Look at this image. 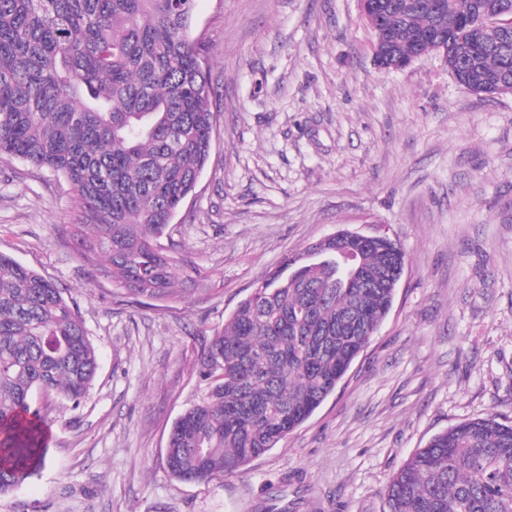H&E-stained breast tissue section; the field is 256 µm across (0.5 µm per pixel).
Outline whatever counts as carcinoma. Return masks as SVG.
Returning <instances> with one entry per match:
<instances>
[{"instance_id": "1", "label": "carcinoma", "mask_w": 512, "mask_h": 512, "mask_svg": "<svg viewBox=\"0 0 512 512\" xmlns=\"http://www.w3.org/2000/svg\"><path fill=\"white\" fill-rule=\"evenodd\" d=\"M377 38L401 57L437 52L477 94L512 93V0H378ZM194 0H0V159L64 178L78 256L134 296L175 295L160 247L210 155L215 114L192 37ZM355 288L336 266L291 256L204 347L196 402L169 432L179 480L234 472L274 448L335 390L386 318L400 245H353ZM99 358L65 290L0 253V495L47 465L33 391L73 406ZM384 512H512V424L464 420L415 450Z\"/></svg>"}]
</instances>
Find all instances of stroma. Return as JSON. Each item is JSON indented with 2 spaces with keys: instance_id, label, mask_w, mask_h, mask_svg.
I'll return each instance as SVG.
<instances>
[{
  "instance_id": "obj_1",
  "label": "stroma",
  "mask_w": 512,
  "mask_h": 512,
  "mask_svg": "<svg viewBox=\"0 0 512 512\" xmlns=\"http://www.w3.org/2000/svg\"><path fill=\"white\" fill-rule=\"evenodd\" d=\"M215 132L169 252L197 270L134 299L62 228L66 183L0 159V252L54 281L99 350L87 399L33 394L47 466L0 512H383L393 473L468 418L512 423V94L463 89L436 54L378 68L359 0H195ZM340 228L407 266L335 392L243 471L172 477L174 420L211 336L283 259Z\"/></svg>"
}]
</instances>
